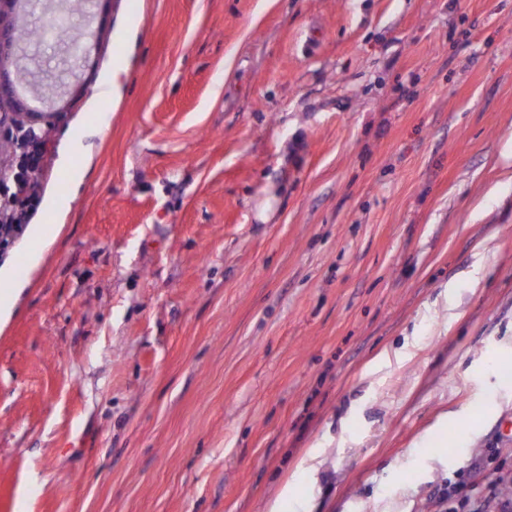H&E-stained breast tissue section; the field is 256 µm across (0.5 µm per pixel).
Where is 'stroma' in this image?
Masks as SVG:
<instances>
[{
    "mask_svg": "<svg viewBox=\"0 0 512 512\" xmlns=\"http://www.w3.org/2000/svg\"><path fill=\"white\" fill-rule=\"evenodd\" d=\"M140 4L71 15L0 249V512H445L490 455L512 486V0ZM18 54L39 125L64 51ZM14 137L6 138L10 142L16 152H19L21 164L13 174H5L8 181L13 182L12 196L19 199V207L17 209H5L4 218L0 220V237L4 235L6 238L12 236L23 222V206L25 203L31 204L36 195V176L41 168L43 161V136H36L29 132V127L25 124L15 125Z\"/></svg>",
    "mask_w": 512,
    "mask_h": 512,
    "instance_id": "obj_1",
    "label": "stroma"
}]
</instances>
